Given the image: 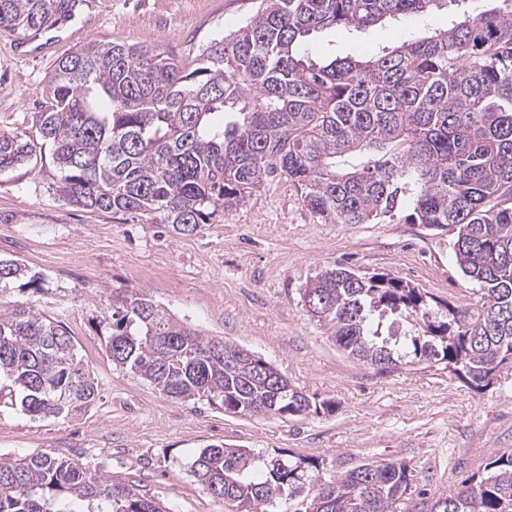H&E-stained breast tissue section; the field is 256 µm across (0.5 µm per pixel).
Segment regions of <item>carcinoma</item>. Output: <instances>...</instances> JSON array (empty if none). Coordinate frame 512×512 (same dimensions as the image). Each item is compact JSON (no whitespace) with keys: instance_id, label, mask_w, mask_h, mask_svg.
<instances>
[{"instance_id":"cac0c4a2","label":"carcinoma","mask_w":512,"mask_h":512,"mask_svg":"<svg viewBox=\"0 0 512 512\" xmlns=\"http://www.w3.org/2000/svg\"><path fill=\"white\" fill-rule=\"evenodd\" d=\"M450 0H260L256 15L211 41L189 63L149 44L91 40L62 55L35 133L0 132V173L50 155L56 191L90 211L158 219L179 233L232 211L275 172L327 224H376L410 200L409 224L453 225V251L479 286L469 315L389 274L341 264L306 282L336 345L372 366H398L374 315L413 321L405 356L443 363L476 388L512 368V0L497 10L406 40L368 60L316 64L298 47L327 28L374 27L423 17ZM69 0H0V31L37 29ZM376 151L373 165L336 169V158ZM40 277L0 258V390L24 411L66 418L99 396L66 326L7 292L40 290ZM112 363L162 395L204 398L240 415L330 412L290 385L273 386L235 356L236 345L178 322L143 290L112 294ZM191 472L238 512L283 493L295 512H396L410 473L398 461L363 464L332 480L312 460L260 459L211 444ZM0 512H156L129 486L45 453L0 460ZM430 512H512V452L486 475L437 497Z\"/></svg>"}]
</instances>
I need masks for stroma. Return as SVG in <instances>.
Segmentation results:
<instances>
[{
    "label": "stroma",
    "instance_id": "35a3bbf8",
    "mask_svg": "<svg viewBox=\"0 0 512 512\" xmlns=\"http://www.w3.org/2000/svg\"><path fill=\"white\" fill-rule=\"evenodd\" d=\"M258 0H86L61 28L0 31V131L31 129L48 80L65 53L95 39L158 46L188 62L210 40L256 12ZM465 0L424 18L381 28H333L310 35L300 53L317 61L369 57L429 35L463 11ZM50 160L0 173V256L24 263L43 289L16 300L63 322L98 384L85 413L35 419L19 396L0 395V458L45 452L112 483L136 488L159 512H237L193 476L201 449L244 446L264 458L316 460L324 476L365 463L399 460L411 472L403 512L483 476L497 452L512 450V371L477 390L445 368L411 360L380 370L353 359L308 312L307 279L339 264L388 273L458 310L476 313L481 294L453 252L454 226L402 218L377 224H324L277 174L231 212L217 211L191 234L141 217L93 212L59 198ZM142 289L202 335L237 344L286 375L291 385L333 405L296 417L238 416L206 400L167 398L106 352L112 292Z\"/></svg>",
    "mask_w": 512,
    "mask_h": 512
}]
</instances>
